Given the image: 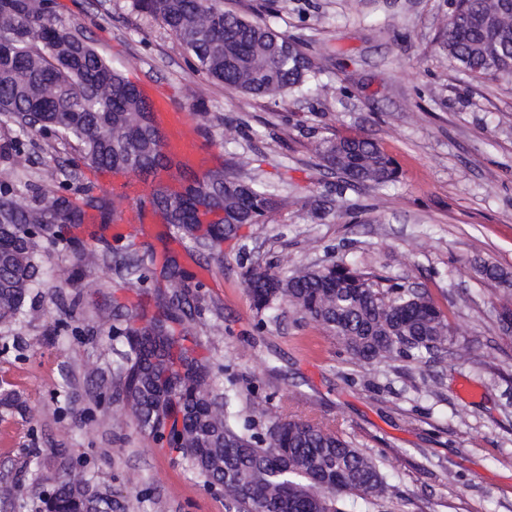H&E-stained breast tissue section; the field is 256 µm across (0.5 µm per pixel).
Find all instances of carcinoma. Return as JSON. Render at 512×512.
<instances>
[{"label": "carcinoma", "mask_w": 512, "mask_h": 512, "mask_svg": "<svg viewBox=\"0 0 512 512\" xmlns=\"http://www.w3.org/2000/svg\"><path fill=\"white\" fill-rule=\"evenodd\" d=\"M161 21L195 60L198 72L253 98L282 102L309 90L315 67L272 26L224 10L223 0H134ZM448 58L472 77L512 79V0H455L446 27ZM0 117L19 135L10 144L14 164L27 161L25 138L52 136L71 146L91 169L152 177L148 202L161 223L212 255L224 253L244 224H263L288 197L236 170L204 176L173 163L135 85L112 67L56 0H0ZM323 166L351 186L382 187L396 178L391 159L372 139L338 136L319 151ZM94 185L46 191L34 183L0 181V324L20 313L40 278V253L56 224H83L88 211L112 224L116 210ZM77 266L109 264L125 272L123 288L151 278L132 247L74 250ZM482 280L512 287V272L477 261ZM245 282L260 320L288 306L319 324L354 359L377 365L399 357L429 367L453 347L446 315L424 291L380 281L344 263L302 265L279 274L254 265ZM154 304L117 310L112 337L120 361L117 401L137 429L167 442L210 485L224 489L225 512H347L351 497L380 505L389 483L372 456L323 422L258 409L270 425L239 429L232 397L214 392L211 365L188 345L183 326L192 285L175 261L159 274ZM80 474H64L46 497V512H112V496L86 495Z\"/></svg>", "instance_id": "1"}]
</instances>
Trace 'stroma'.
Wrapping results in <instances>:
<instances>
[{
    "label": "stroma",
    "mask_w": 512,
    "mask_h": 512,
    "mask_svg": "<svg viewBox=\"0 0 512 512\" xmlns=\"http://www.w3.org/2000/svg\"><path fill=\"white\" fill-rule=\"evenodd\" d=\"M58 15L131 83L161 86L225 168L294 198L266 223L242 226L223 258L162 225L131 231L147 265L177 258L200 288L185 325L231 391L238 424L263 428L261 402L320 420L374 457L392 487L376 512H512V335L499 316L512 292L479 281L482 257L512 271V83L458 71L443 45L454 0H224L300 43L319 82L286 102L245 98L197 72L177 38L133 0H56ZM233 126L225 140V126ZM361 135L390 156L396 179L353 187L325 169V140ZM31 135L29 160L0 155V180L57 189L91 169ZM98 227L60 228L42 279L15 322L0 324V389L23 410L0 413V512H39L68 471L112 493L114 512H225L181 453L138 431L112 400V310L152 302L114 270L75 267ZM344 261L427 292L471 360L426 368L401 358L349 359L321 326L289 308L259 324L245 271L283 273Z\"/></svg>",
    "instance_id": "1"
}]
</instances>
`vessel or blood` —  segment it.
<instances>
[{"mask_svg": "<svg viewBox=\"0 0 512 512\" xmlns=\"http://www.w3.org/2000/svg\"><path fill=\"white\" fill-rule=\"evenodd\" d=\"M141 95L155 116L156 125L162 136L163 152L198 169L210 166L212 150L196 126L189 122L184 109L154 87L142 88ZM105 181L129 200L146 196L150 191L148 179L135 173L123 176L109 175Z\"/></svg>", "mask_w": 512, "mask_h": 512, "instance_id": "obj_1", "label": "vessel or blood"}]
</instances>
